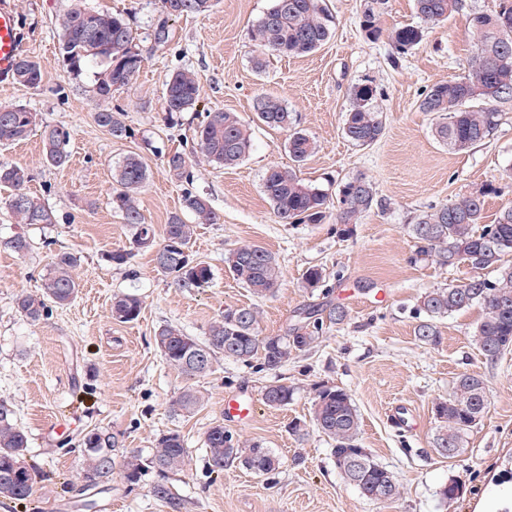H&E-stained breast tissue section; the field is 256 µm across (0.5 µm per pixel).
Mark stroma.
Listing matches in <instances>:
<instances>
[{"mask_svg": "<svg viewBox=\"0 0 512 512\" xmlns=\"http://www.w3.org/2000/svg\"><path fill=\"white\" fill-rule=\"evenodd\" d=\"M11 2L20 23V52L40 64L43 79L32 88L0 78V106L26 107L38 127H66L71 159L61 168L47 165L39 132L18 144H0V164L26 167L29 191L54 215L50 225L18 223L6 204L8 190H0V242L17 233L30 242L23 257L0 245V400L12 405L29 436L28 462L44 473L29 499L0 498V512H76L81 496L96 501L97 512H166L147 480L131 490L117 474L110 490L81 491L82 441L91 432L116 435L122 447L142 451L160 434L179 433L189 461L169 484L189 501L190 512H475L494 481L512 482V351L493 359L472 344L482 315L476 306L439 322V345L417 340L421 297L461 284L472 271L417 256L409 230L423 212L489 184L498 192L485 198V223L512 205V103L503 105L490 136L462 153L436 140L435 116L419 108L423 91L463 75L475 51L472 19L497 10L500 0H464L459 12L435 26L422 25L414 0H384L383 30L420 25L425 32L422 43L398 59L387 39L369 40L359 26L369 0H327L336 17L334 36L306 56L268 55L261 72L253 65L258 50L251 30L273 0H217L208 15L169 19L160 0H83L89 9L124 14L137 34L141 68L104 104L123 112L132 135L122 140L95 121L103 105L95 94L98 66L75 73L62 60L59 22L72 0ZM163 18L171 39L159 45L153 30ZM178 71L197 76L200 96L193 110L170 117L163 92ZM362 83L373 87L386 122L381 139L367 147L352 144L343 131L351 90ZM260 94L280 98L316 144L297 168L302 179L334 199L345 182L364 176L383 208L357 224L332 217L322 224L279 223L263 177L291 159L286 133L254 120ZM213 109L237 113L250 124L252 149L237 166L211 164L192 153L195 129ZM177 150L191 156V182L167 170L165 161ZM130 154L148 171L136 197L156 232L183 213L187 191L207 198L219 216V223L198 225L183 214L196 226L195 259L211 268L208 286L179 288L158 270L153 251L134 247L130 227L110 204L113 174ZM243 243L276 256L282 278L275 295L254 297L233 279L224 255ZM118 249L131 251L127 265L110 262ZM60 252L77 259L78 296L32 323L15 299L39 290ZM312 266L325 275L322 289L313 292L304 286ZM117 292L140 297L137 321L111 319ZM317 304L344 306L348 317L275 372L221 358L211 374L189 380L166 364L153 343L155 329L167 323L204 338L214 319L239 306L257 308L261 335L275 336ZM466 372L484 377L487 408L468 431L464 453L448 459L434 447V409ZM274 380L293 391L280 409L263 401L265 386ZM322 385L351 395L361 418L360 444L396 478V502L371 503L339 474L332 441L309 423ZM187 388L201 399L191 413L175 404ZM240 393L252 399L254 414L242 424L225 421V396ZM398 404L410 407L415 420L394 421L391 409ZM299 420L306 428L296 435L290 426ZM217 421L234 436L269 448L280 458L279 468L265 477L236 465L211 473L203 439ZM451 477L464 483L465 493L446 505L436 491Z\"/></svg>", "mask_w": 512, "mask_h": 512, "instance_id": "obj_1", "label": "stroma"}]
</instances>
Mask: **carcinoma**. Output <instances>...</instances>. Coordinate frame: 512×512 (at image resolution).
<instances>
[{"instance_id": "cac0c4a2", "label": "carcinoma", "mask_w": 512, "mask_h": 512, "mask_svg": "<svg viewBox=\"0 0 512 512\" xmlns=\"http://www.w3.org/2000/svg\"><path fill=\"white\" fill-rule=\"evenodd\" d=\"M165 15H205L215 0H161ZM462 0H415L419 17L427 24L448 20L461 8ZM373 0L359 20L366 37L382 36L379 12ZM336 29V18L326 0H274L273 5L256 22L252 40L261 52L287 56L305 55L329 41ZM424 31L417 26L392 30L387 40L398 55H405L421 43ZM475 52L467 61L465 75L436 84L422 93L419 109L437 115L435 135L455 152H465L484 141L497 126L498 105L512 103V0H500L498 10L474 17ZM136 35L120 14L88 9L76 5L62 21L60 53L71 70L78 72L87 63H100L103 71L96 88L100 101L112 98V92L132 80L140 70L142 56L136 50ZM20 85L35 87L42 81L40 65L28 56H20L11 74ZM199 98V83L189 72L173 74L165 84L163 106L169 115L192 110ZM257 120L288 133V153L293 162L305 161L314 151L313 141L296 127V116L277 97L260 95L254 101ZM95 120L115 139L131 136L123 114L107 107L95 113ZM36 127L35 115L23 106L0 107V144L27 139ZM385 125L374 105V89L359 84L352 89V103L347 113L344 133L356 146H369L383 135ZM45 161L64 167L70 161V133L63 127L44 126L41 131ZM196 145L208 162L232 166L242 161L252 149L248 127L233 112L215 110L206 113L195 132ZM168 172L179 180L190 181L192 172L185 156L176 152L166 161ZM148 178L139 157L128 155L117 173L119 189L111 196L112 209L134 230V244L140 248L145 239L155 237L152 225L136 203L135 194ZM30 175L20 166L0 165V187L11 190L9 209L20 224H50L52 212L39 198L31 195L26 184ZM264 193L282 224H321L329 216L326 190L303 181L292 167H272L264 177ZM496 192L489 185L477 194L464 195L439 208L424 212L410 232L418 243L417 255L435 258L444 267L464 264L474 271L466 282L438 288L426 293L417 307L419 322L416 338L428 345L440 342L437 322L475 304L483 315L473 339L488 357H497L512 349V266L504 258L512 256V206L502 208L491 224L483 223L484 197ZM381 205L372 184L356 176L339 189L337 217L342 224H355ZM183 208L199 224H216L218 215L208 201L188 192ZM194 225L178 215L165 225L164 235L154 261L158 269L182 288H200L211 280L210 268L193 263L190 252ZM233 278L258 298L275 293L281 272L276 258L264 248L243 244L225 257ZM75 257L67 252L56 255L53 267L39 294H22L16 298L17 309L32 322L47 317L52 306L70 304L78 294L79 284L73 274ZM491 270L493 280L480 275ZM141 299L132 293L113 297L111 316L119 323L138 320ZM347 318L341 306H312L299 314L298 323L277 336H259L258 312L251 306L228 308L224 316L209 325L200 341L173 325L158 328L154 342L165 362L189 379L210 374L217 356L222 355L245 365L258 363L259 369L276 371L288 363L296 352L310 349L323 333L324 325H340ZM486 391L484 379L463 373L456 379L450 398L436 405L439 430L435 438L437 452L454 458L463 452V438L476 425L486 407L481 395ZM293 392L274 381L263 393L271 407L288 405ZM312 420L317 429L334 442L331 449L336 468L360 494L376 504H391L400 491L394 476L380 466L358 443L360 415L351 395L342 388L324 386L312 404ZM208 465L211 472L238 463L257 476H266L279 468L280 462L269 449L258 443L246 444L214 423L205 433ZM96 450L88 453L84 470L87 477L104 474L106 483L120 469L128 486L139 484L151 473L159 480L151 488L153 497L168 512H187V500L175 494L166 474L183 468L188 459L184 440L175 432L160 435L147 452L133 451L116 460L115 443L97 437ZM28 436L17 424L12 406L0 400V497L26 500L34 492L39 474L25 462Z\"/></svg>"}]
</instances>
